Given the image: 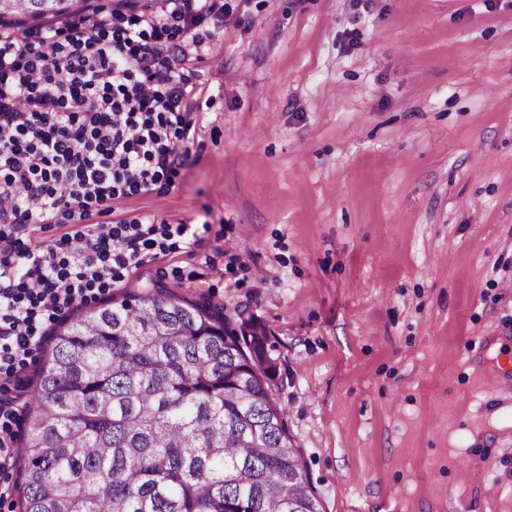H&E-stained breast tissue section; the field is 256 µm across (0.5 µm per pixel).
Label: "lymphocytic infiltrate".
Listing matches in <instances>:
<instances>
[{
	"instance_id": "obj_1",
	"label": "lymphocytic infiltrate",
	"mask_w": 512,
	"mask_h": 512,
	"mask_svg": "<svg viewBox=\"0 0 512 512\" xmlns=\"http://www.w3.org/2000/svg\"><path fill=\"white\" fill-rule=\"evenodd\" d=\"M219 0H153L132 14L75 13L17 38L0 30V383L20 374L46 324L111 288L144 256L170 250L188 224H92L112 199L166 185L195 128L173 35L219 12ZM81 219L38 247L33 224Z\"/></svg>"
}]
</instances>
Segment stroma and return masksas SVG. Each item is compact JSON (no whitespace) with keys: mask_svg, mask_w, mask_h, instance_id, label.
<instances>
[{"mask_svg":"<svg viewBox=\"0 0 512 512\" xmlns=\"http://www.w3.org/2000/svg\"><path fill=\"white\" fill-rule=\"evenodd\" d=\"M196 129L97 224H192L150 279L267 329L322 512H512V0H221Z\"/></svg>","mask_w":512,"mask_h":512,"instance_id":"obj_1","label":"stroma"}]
</instances>
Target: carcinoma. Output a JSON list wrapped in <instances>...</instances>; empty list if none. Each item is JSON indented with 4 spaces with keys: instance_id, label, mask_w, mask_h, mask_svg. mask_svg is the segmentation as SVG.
Wrapping results in <instances>:
<instances>
[{
    "instance_id": "cac0c4a2",
    "label": "carcinoma",
    "mask_w": 512,
    "mask_h": 512,
    "mask_svg": "<svg viewBox=\"0 0 512 512\" xmlns=\"http://www.w3.org/2000/svg\"><path fill=\"white\" fill-rule=\"evenodd\" d=\"M87 0H0L17 34ZM266 327L155 282L41 350L19 512H321L276 401Z\"/></svg>"
}]
</instances>
